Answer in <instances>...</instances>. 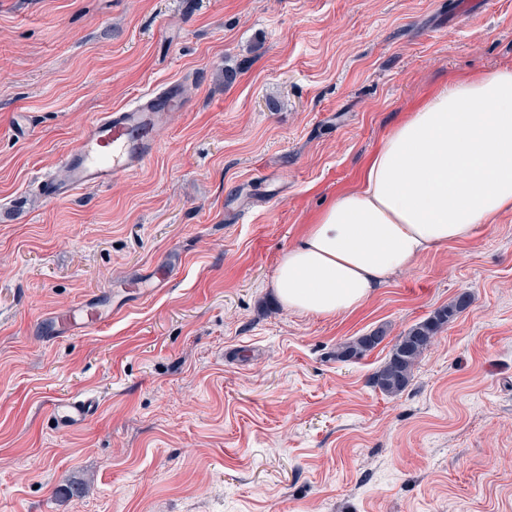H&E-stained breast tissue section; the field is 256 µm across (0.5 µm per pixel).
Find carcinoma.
<instances>
[{
  "label": "carcinoma",
  "instance_id": "1",
  "mask_svg": "<svg viewBox=\"0 0 512 512\" xmlns=\"http://www.w3.org/2000/svg\"><path fill=\"white\" fill-rule=\"evenodd\" d=\"M468 302L469 295L464 293L454 302L436 310L425 321L411 326L399 337L389 358L375 373L374 386L386 394L395 395L402 392L410 382L414 366L432 345L438 331L451 317L465 310ZM381 342L382 339L376 332L359 336L338 347L336 360L340 362L359 360Z\"/></svg>",
  "mask_w": 512,
  "mask_h": 512
}]
</instances>
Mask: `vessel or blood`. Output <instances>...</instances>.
I'll use <instances>...</instances> for the list:
<instances>
[{
    "mask_svg": "<svg viewBox=\"0 0 512 512\" xmlns=\"http://www.w3.org/2000/svg\"><path fill=\"white\" fill-rule=\"evenodd\" d=\"M177 87L143 97L130 106L95 117L67 154L61 175H43L38 188L51 201L72 197L78 190L107 186L141 170L153 157L156 132L171 112L184 108ZM110 317L109 310L89 298L62 313L45 317L40 330L47 339L76 336L98 328ZM100 402L90 395H74L51 403L49 412L60 428L80 427L98 413Z\"/></svg>",
    "mask_w": 512,
    "mask_h": 512,
    "instance_id": "b4317fda",
    "label": "vessel or blood"
}]
</instances>
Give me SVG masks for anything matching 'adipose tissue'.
<instances>
[{"instance_id":"ef3b65f1","label":"adipose tissue","mask_w":512,"mask_h":512,"mask_svg":"<svg viewBox=\"0 0 512 512\" xmlns=\"http://www.w3.org/2000/svg\"><path fill=\"white\" fill-rule=\"evenodd\" d=\"M512 211V68L458 78L393 126L358 185L335 195L281 257L289 311L362 307L396 274Z\"/></svg>"}]
</instances>
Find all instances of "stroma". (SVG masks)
Here are the masks:
<instances>
[{
	"label": "stroma",
	"instance_id": "stroma-1",
	"mask_svg": "<svg viewBox=\"0 0 512 512\" xmlns=\"http://www.w3.org/2000/svg\"><path fill=\"white\" fill-rule=\"evenodd\" d=\"M504 66L512 0H0V512H512V211L355 312L273 292L406 112ZM174 81L186 107L143 169L40 196L97 114ZM164 264L167 286L96 330L40 338ZM464 293L406 389L374 387ZM83 392L97 417L56 430L48 404ZM469 298L468 294H462L457 300L437 309L432 316L411 326L400 336L387 361L375 373L374 386L386 394L402 392L410 382L414 366L432 345L438 331L451 317L466 309ZM379 332V331H378ZM359 336L340 345L336 351V360L340 362L356 361L377 347L383 340V331ZM379 336H381L379 338Z\"/></svg>",
	"mask_w": 512,
	"mask_h": 512
}]
</instances>
